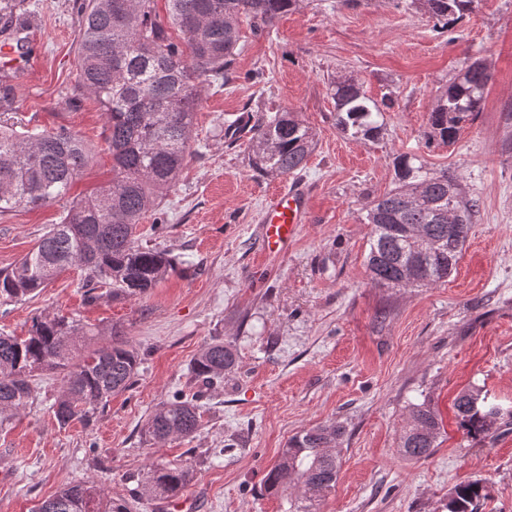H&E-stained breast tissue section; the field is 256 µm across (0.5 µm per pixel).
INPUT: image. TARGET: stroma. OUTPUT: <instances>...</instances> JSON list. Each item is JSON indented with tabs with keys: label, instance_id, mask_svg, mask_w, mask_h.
Segmentation results:
<instances>
[{
	"label": "stroma",
	"instance_id": "35a3bbf8",
	"mask_svg": "<svg viewBox=\"0 0 512 512\" xmlns=\"http://www.w3.org/2000/svg\"><path fill=\"white\" fill-rule=\"evenodd\" d=\"M29 53L14 82L18 111L0 115L17 131L62 127L82 135L94 158L68 196L0 216V270L29 252L71 201L107 183L112 155L106 116L90 99L69 105L77 80L76 0H29ZM228 85H205L191 155L177 184L139 226L181 267L143 297L88 302L69 270L35 297L0 304V331L27 335L34 318L76 315L102 332L120 327L141 358L130 390L94 422L57 423L61 381L44 372L33 397L0 432V512H34L61 488L95 479L112 499L130 497L149 463H190L182 492L192 512H290L291 494L263 483L293 435L336 421V486L313 512H445L451 490L482 481L481 512H512V421L493 437L459 430L452 403L464 387L512 406V0H480L450 29L401 0H301L269 33L240 22ZM492 79L481 112L452 146L424 138L428 113L475 60ZM351 77L383 101L374 141L336 126L333 82ZM298 113L315 149L296 179L308 188L309 221L285 253L260 243L265 196L289 177L251 165L249 139L224 131L241 115ZM415 154L455 171L479 202L463 256L447 281L380 288L365 264L366 200L396 184L393 160ZM232 342L238 365L204 391L201 426L156 447L140 428L161 402L199 391L190 364L213 337ZM429 401L444 433L435 453L398 450L408 406ZM235 447H228V440ZM223 449L212 458L213 449Z\"/></svg>",
	"mask_w": 512,
	"mask_h": 512
}]
</instances>
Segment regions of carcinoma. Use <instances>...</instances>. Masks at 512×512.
<instances>
[{"label": "carcinoma", "instance_id": "obj_1", "mask_svg": "<svg viewBox=\"0 0 512 512\" xmlns=\"http://www.w3.org/2000/svg\"><path fill=\"white\" fill-rule=\"evenodd\" d=\"M169 25L159 19L155 0H87L78 7L80 40L78 80L70 102L96 100L106 115L104 141L112 154V181L75 202L58 224L11 269L0 271V303L17 302L47 287L70 269L80 270L89 300L114 301L146 295L178 269L167 249L139 244L137 228L159 207L162 193L179 178L190 154L194 116L206 81L224 86L245 17L254 32L270 30L280 15L299 0H167ZM478 0H411L448 28L471 12ZM26 0H0V41L17 50L29 39L30 23L22 18ZM182 34L175 42L169 27ZM491 73L473 61L448 85L428 116L427 143L451 145L464 125L482 110ZM336 125L357 139L381 133L374 113L378 102L361 83L343 78L333 93ZM18 109L9 73L0 71V112ZM253 167L264 174L286 176L301 171L313 151L310 128L297 113L283 111L257 119L249 128ZM91 148L76 132L23 133L0 125V215L18 208L35 209L65 197L91 159ZM396 187L365 206L370 224L366 257L371 282L380 287L428 286L448 279L468 241L477 202L467 196L458 177L446 168L431 169L418 158L395 159ZM460 212L448 223V205ZM81 319L62 314L33 320L28 336L0 332V428L26 408L38 372L59 375L64 399L53 405L62 427L74 420L90 425L99 408L130 389L140 367L138 353L112 329L110 339ZM238 364L233 344L212 339L193 359L195 380L210 385ZM458 428L474 440L497 431L502 408L471 386L454 400ZM194 398L176 397L145 420L142 434L156 443L188 438L200 426ZM440 415L423 401L413 403L399 439L406 457L425 459L440 445ZM336 422L292 436L264 486L277 495L301 492L295 512H312L309 503L336 485L339 459L331 449L344 436ZM195 478L190 465L151 463L130 490L131 500H170ZM487 498L479 481L458 485L448 495L447 512H479ZM35 512H129L112 506L105 489L92 480L69 485L40 502Z\"/></svg>", "mask_w": 512, "mask_h": 512}]
</instances>
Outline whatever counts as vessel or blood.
<instances>
[{"instance_id": "vessel-or-blood-1", "label": "vessel or blood", "mask_w": 512, "mask_h": 512, "mask_svg": "<svg viewBox=\"0 0 512 512\" xmlns=\"http://www.w3.org/2000/svg\"><path fill=\"white\" fill-rule=\"evenodd\" d=\"M307 218V199L301 185L292 184L269 193L260 216L263 250L274 255L286 251Z\"/></svg>"}]
</instances>
